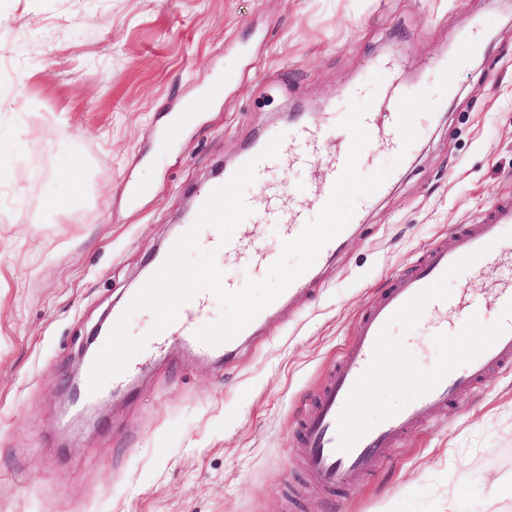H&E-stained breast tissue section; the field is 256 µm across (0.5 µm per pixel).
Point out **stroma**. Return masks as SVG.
Returning a JSON list of instances; mask_svg holds the SVG:
<instances>
[{"mask_svg":"<svg viewBox=\"0 0 512 512\" xmlns=\"http://www.w3.org/2000/svg\"><path fill=\"white\" fill-rule=\"evenodd\" d=\"M458 83L447 88L436 68ZM433 112L404 152L393 95ZM375 104L358 172L391 167L357 205L336 255L299 277L229 364L169 348L118 390L72 403L70 379L113 309L140 287L200 187L266 133L314 116L312 164L274 163L238 226L281 254L265 211L320 214L314 197L347 142L351 100ZM197 123L171 142L182 105ZM81 175L67 212L48 199ZM135 182L153 184L132 199ZM512 195V0H0V512H512V369L436 409L375 472L322 489L298 427L367 304L454 227ZM512 252L449 277L458 310L487 316ZM395 324L382 380L353 415L412 402L417 371L477 348L479 326L440 343Z\"/></svg>","mask_w":512,"mask_h":512,"instance_id":"35a3bbf8","label":"stroma"}]
</instances>
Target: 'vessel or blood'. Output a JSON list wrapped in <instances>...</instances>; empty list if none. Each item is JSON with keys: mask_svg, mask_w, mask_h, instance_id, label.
Masks as SVG:
<instances>
[{"mask_svg": "<svg viewBox=\"0 0 512 512\" xmlns=\"http://www.w3.org/2000/svg\"><path fill=\"white\" fill-rule=\"evenodd\" d=\"M311 134L306 124L283 131L279 157L307 160ZM201 233L206 245L225 260L234 259L240 251L239 236L225 243L215 227H204ZM455 235V247H430L410 272L399 276L385 293L369 303L350 343L300 424L305 468L329 490L342 489L357 475L374 472L405 434L429 419L433 409L459 401L491 374L512 367L511 285L500 290L491 309L492 331L478 349L461 360L451 358L425 366L417 398L377 422L367 424L349 417L348 407L355 397L383 377L381 355L393 324L408 319L434 344L447 336L448 309L457 303L446 289L448 278L484 265L512 247V198L500 199L477 223L459 226ZM207 297V292L201 291L182 303L168 326L145 337L144 351L178 344L204 356L231 355L251 330L243 328L217 345L200 341L196 323L207 313ZM423 299L428 302L424 311L418 306Z\"/></svg>", "mask_w": 512, "mask_h": 512, "instance_id": "obj_1", "label": "vessel or blood"}]
</instances>
